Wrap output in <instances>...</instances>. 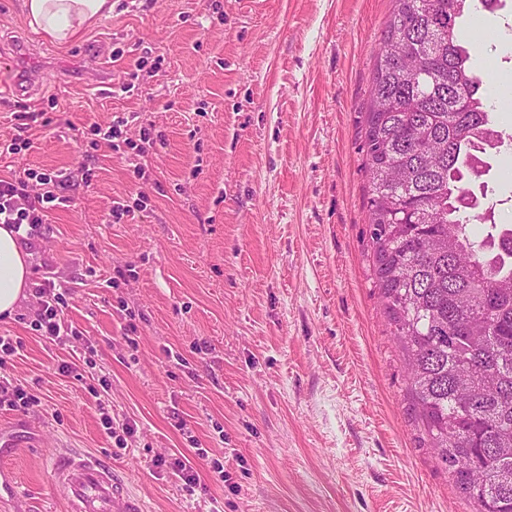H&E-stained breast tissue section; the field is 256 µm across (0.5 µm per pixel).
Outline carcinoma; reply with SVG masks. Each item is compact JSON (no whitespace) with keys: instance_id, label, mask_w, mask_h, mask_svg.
<instances>
[{"instance_id":"1","label":"carcinoma","mask_w":512,"mask_h":512,"mask_svg":"<svg viewBox=\"0 0 512 512\" xmlns=\"http://www.w3.org/2000/svg\"><path fill=\"white\" fill-rule=\"evenodd\" d=\"M392 2L363 119L375 286L440 462L512 512V224L480 200L506 133L460 44L473 0Z\"/></svg>"}]
</instances>
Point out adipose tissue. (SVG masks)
I'll return each instance as SVG.
<instances>
[{
  "mask_svg": "<svg viewBox=\"0 0 512 512\" xmlns=\"http://www.w3.org/2000/svg\"><path fill=\"white\" fill-rule=\"evenodd\" d=\"M30 29L59 45L71 43L88 26L112 12V0H22ZM31 276L29 255L18 234L0 225V317H12L26 298Z\"/></svg>",
  "mask_w": 512,
  "mask_h": 512,
  "instance_id": "ef3b65f1",
  "label": "adipose tissue"
}]
</instances>
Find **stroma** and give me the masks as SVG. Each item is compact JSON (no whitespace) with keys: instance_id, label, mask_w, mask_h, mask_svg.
I'll return each instance as SVG.
<instances>
[{"instance_id":"35a3bbf8","label":"stroma","mask_w":512,"mask_h":512,"mask_svg":"<svg viewBox=\"0 0 512 512\" xmlns=\"http://www.w3.org/2000/svg\"><path fill=\"white\" fill-rule=\"evenodd\" d=\"M21 2L0 0V179L61 173L69 203L24 249L32 283L49 270L67 289L81 337L39 336L31 296L0 321L36 400L0 406L18 443L0 456V512H61L63 448L103 455L148 512H473L372 279L362 122L391 0H116L64 47ZM503 2L479 17L512 70ZM120 118L117 147L92 135ZM145 127L161 139L139 156ZM18 137L29 149L7 153ZM485 180L512 218V145ZM118 203L130 214L113 224ZM106 414L132 433L108 434ZM182 455L206 492L167 467Z\"/></svg>"}]
</instances>
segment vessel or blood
I'll return each mask as SVG.
<instances>
[{"instance_id":"1","label":"vessel or blood","mask_w":512,"mask_h":512,"mask_svg":"<svg viewBox=\"0 0 512 512\" xmlns=\"http://www.w3.org/2000/svg\"><path fill=\"white\" fill-rule=\"evenodd\" d=\"M51 476L67 512H145L142 498L97 454L56 453Z\"/></svg>"}]
</instances>
